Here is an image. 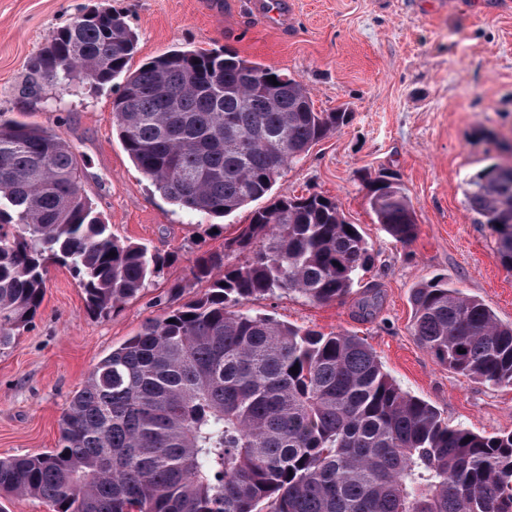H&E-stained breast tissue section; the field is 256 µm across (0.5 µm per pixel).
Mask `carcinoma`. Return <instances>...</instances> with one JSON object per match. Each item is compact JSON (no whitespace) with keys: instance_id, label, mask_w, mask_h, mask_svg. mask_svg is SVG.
<instances>
[{"instance_id":"carcinoma-1","label":"carcinoma","mask_w":512,"mask_h":512,"mask_svg":"<svg viewBox=\"0 0 512 512\" xmlns=\"http://www.w3.org/2000/svg\"><path fill=\"white\" fill-rule=\"evenodd\" d=\"M136 45L120 14L79 15L34 58L23 94L123 77L118 136L189 212L220 218L268 196L286 166L349 123L235 51L173 50L132 72ZM24 116L0 112V350L36 315L50 265L72 271L101 314L169 260L114 237L82 194L72 147ZM368 188L377 223L411 243L416 216L399 180ZM466 198L512 269V165L479 172ZM228 247L245 262L197 256L192 274L207 291L181 303L172 288L165 314L89 372L56 448L0 459V496L44 499L53 512H512V432L448 424L356 336L244 308L278 292L316 303L349 294L372 255L337 200L278 198ZM411 303L413 335L440 363L512 385V324L445 279L417 285Z\"/></svg>"}]
</instances>
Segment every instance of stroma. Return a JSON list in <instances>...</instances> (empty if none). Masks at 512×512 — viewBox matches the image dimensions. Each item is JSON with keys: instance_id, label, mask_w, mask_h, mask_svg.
Segmentation results:
<instances>
[{"instance_id": "stroma-1", "label": "stroma", "mask_w": 512, "mask_h": 512, "mask_svg": "<svg viewBox=\"0 0 512 512\" xmlns=\"http://www.w3.org/2000/svg\"><path fill=\"white\" fill-rule=\"evenodd\" d=\"M250 0H0V112H26L61 134L82 168L86 195L115 237L175 259L116 312L88 311L68 268L51 267L43 303L13 344L0 350V458L55 448L60 421L88 373L141 325L162 317L169 289L182 301L208 284L194 279L203 252L250 221L249 209L211 217L173 204L138 170L113 126L119 81L95 88L45 86L23 97L31 62L60 27L87 9L120 13L137 34L132 67L171 50L231 48L301 81L319 112L348 109L350 123L314 145L277 178L276 196L319 193L339 200L359 225L373 260L344 300L314 303L295 293L247 307L325 334L358 336L411 395L449 424L480 434L512 431V386L465 378L439 363L412 334V289L443 278L512 324V270L496 236L466 200L470 180L512 153V0H292L277 29ZM392 173L415 210L409 244L377 224L367 182ZM380 298L359 314L366 288Z\"/></svg>"}]
</instances>
